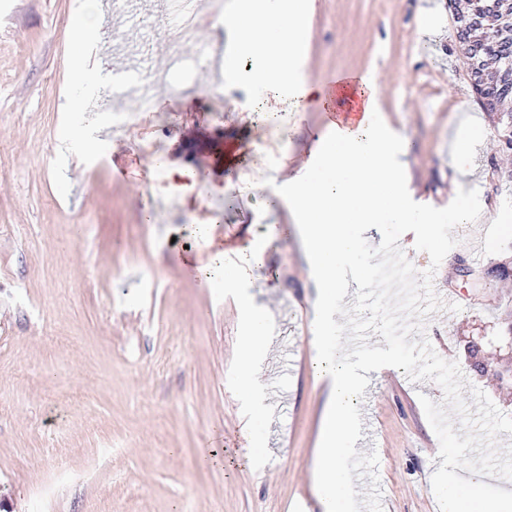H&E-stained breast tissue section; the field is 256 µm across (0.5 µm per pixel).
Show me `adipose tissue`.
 Wrapping results in <instances>:
<instances>
[{"label": "adipose tissue", "instance_id": "adipose-tissue-1", "mask_svg": "<svg viewBox=\"0 0 512 512\" xmlns=\"http://www.w3.org/2000/svg\"><path fill=\"white\" fill-rule=\"evenodd\" d=\"M307 20V0H236L222 20L223 28L233 32L236 38L235 53L224 59L225 83L234 84L246 80L272 91L293 85L308 51ZM243 56L255 62L254 69L247 75L239 69V59ZM70 84L72 94L66 108L75 115L76 120L67 127L63 138L70 148L89 153L96 149L97 143L78 117L85 110L88 96L99 91L101 75L82 63L71 71ZM238 302L247 311L241 385L251 390L248 398L251 409L260 411L264 405L258 391L250 387L251 374L255 369L259 349L269 339V323L263 313L252 310L248 296L239 295Z\"/></svg>", "mask_w": 512, "mask_h": 512}]
</instances>
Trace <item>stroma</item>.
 I'll return each mask as SVG.
<instances>
[{
	"label": "stroma",
	"mask_w": 512,
	"mask_h": 512,
	"mask_svg": "<svg viewBox=\"0 0 512 512\" xmlns=\"http://www.w3.org/2000/svg\"><path fill=\"white\" fill-rule=\"evenodd\" d=\"M113 2L102 0L110 51L95 63L107 81L130 50L164 55L157 38L115 24ZM310 3L312 82L375 74L410 142L415 200L447 206L459 169L470 172L488 221L468 224L433 277L440 300L464 293L459 311L432 313L423 333L512 415V385L495 377L512 359L499 339L512 287L483 277L512 263V233L501 231L512 226V182L500 176L512 155L499 153L473 91L448 0ZM84 6L0 0V512H323L314 474L328 392L308 328L317 288L288 204L264 180L300 168L329 134V115L295 111L280 93L287 136L270 156L262 86L241 84L223 111H208L221 72L194 70L191 59L207 44L234 52L216 21L184 45L181 85L159 84L155 111L126 131L113 129V113H84L103 143L92 155L67 149L62 88L75 58L70 23ZM457 136L466 153L452 151ZM159 156L177 170L161 189ZM243 170L250 183L239 189ZM221 249L246 268L241 289L272 329L256 375L267 412L256 418L238 386L244 314L233 293L205 288L195 272ZM471 341L485 351V373L470 368ZM423 394L444 400L435 382L394 368L370 374L359 404L383 512H439L431 477L442 459Z\"/></svg>",
	"instance_id": "35a3bbf8"
}]
</instances>
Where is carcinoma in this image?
Masks as SVG:
<instances>
[{
  "mask_svg": "<svg viewBox=\"0 0 512 512\" xmlns=\"http://www.w3.org/2000/svg\"><path fill=\"white\" fill-rule=\"evenodd\" d=\"M456 18L475 16L468 32L474 51L467 55L472 88L494 119L498 136L512 142V0H466Z\"/></svg>",
  "mask_w": 512,
  "mask_h": 512,
  "instance_id": "cac0c4a2",
  "label": "carcinoma"
}]
</instances>
